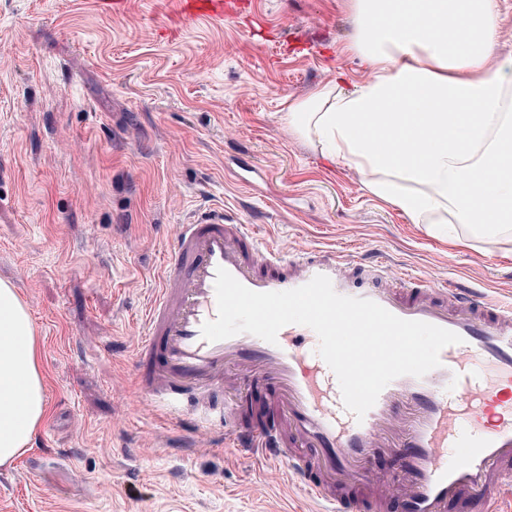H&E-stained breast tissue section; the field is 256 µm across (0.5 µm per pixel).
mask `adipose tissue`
Returning a JSON list of instances; mask_svg holds the SVG:
<instances>
[{
    "label": "adipose tissue",
    "instance_id": "1",
    "mask_svg": "<svg viewBox=\"0 0 512 512\" xmlns=\"http://www.w3.org/2000/svg\"><path fill=\"white\" fill-rule=\"evenodd\" d=\"M350 12L369 79L292 102L289 126L413 223L499 237L512 223V56H492L498 0H350ZM46 414L32 323L0 281V465Z\"/></svg>",
    "mask_w": 512,
    "mask_h": 512
}]
</instances>
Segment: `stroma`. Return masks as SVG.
<instances>
[{
  "instance_id": "stroma-1",
  "label": "stroma",
  "mask_w": 512,
  "mask_h": 512,
  "mask_svg": "<svg viewBox=\"0 0 512 512\" xmlns=\"http://www.w3.org/2000/svg\"><path fill=\"white\" fill-rule=\"evenodd\" d=\"M0 0V280L38 338L47 416L0 465V512H315L133 381L157 272L181 224L223 208L287 256H385L512 301V241L432 230L293 132L290 102L344 74L349 0Z\"/></svg>"
}]
</instances>
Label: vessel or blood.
I'll return each mask as SVG.
<instances>
[{"instance_id":"vessel-or-blood-1","label":"vessel or blood","mask_w":512,"mask_h":512,"mask_svg":"<svg viewBox=\"0 0 512 512\" xmlns=\"http://www.w3.org/2000/svg\"><path fill=\"white\" fill-rule=\"evenodd\" d=\"M225 269L257 292L286 291L327 276L341 295L372 300L405 320L458 334L425 376L388 384L364 418L346 409L338 380L318 355L309 327L289 324L268 343L248 333L210 342L215 278ZM138 386L170 419L186 409L199 427L220 429L221 445L243 449L259 467L283 469L322 503V512H499L512 497V304L383 263L336 251L283 257L260 245L254 225L223 210L182 225L161 265L132 358ZM264 393L252 420L248 398L225 366ZM224 387L223 405L210 402ZM398 461L395 487L359 472L376 455Z\"/></svg>"}]
</instances>
